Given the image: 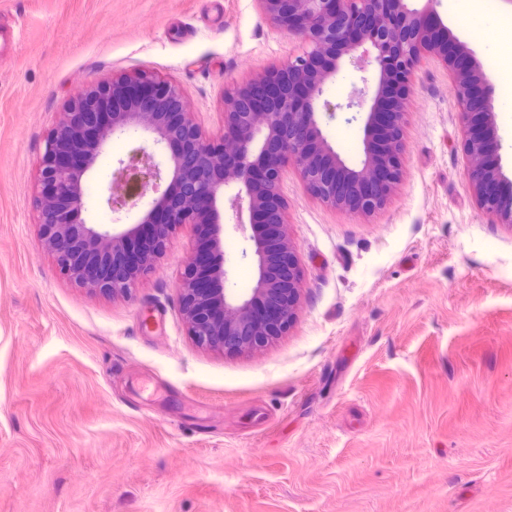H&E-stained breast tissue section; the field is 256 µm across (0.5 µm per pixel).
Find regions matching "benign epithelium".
<instances>
[{
  "label": "benign epithelium",
  "mask_w": 512,
  "mask_h": 512,
  "mask_svg": "<svg viewBox=\"0 0 512 512\" xmlns=\"http://www.w3.org/2000/svg\"><path fill=\"white\" fill-rule=\"evenodd\" d=\"M413 0H257L280 31L300 38L288 63L223 99L219 136L203 138L181 88L148 73L101 79L73 95L39 162L38 224L59 267L76 282L126 294L149 271L170 235L192 227L206 241L179 284L189 335L224 352L263 350L283 335L300 299L301 270L284 221L280 182L288 166L320 201L354 213L381 209L401 175V125L411 77L423 56L451 74L464 124L467 174L475 199L497 224H512V174L495 112V87L481 60L431 6ZM372 70L347 102L324 99L345 66ZM356 110L362 154L347 162L324 134L320 114ZM153 135L162 152L143 146L118 160L107 187L112 212L139 207L131 224L107 229L83 217L82 179L118 134ZM254 268L248 292L231 287L224 254V212Z\"/></svg>",
  "instance_id": "7a95c632"
}]
</instances>
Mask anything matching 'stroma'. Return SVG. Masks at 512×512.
Returning <instances> with one entry per match:
<instances>
[{"label": "stroma", "mask_w": 512, "mask_h": 512, "mask_svg": "<svg viewBox=\"0 0 512 512\" xmlns=\"http://www.w3.org/2000/svg\"><path fill=\"white\" fill-rule=\"evenodd\" d=\"M0 512H512V226L467 178L445 64L412 75L401 176L368 215L280 187L301 267L295 320L258 352L186 332L178 227L126 295L64 274L38 226L46 140L75 92L150 72L205 138L223 96L300 53L256 0H0ZM323 130L346 159L362 127ZM111 140L83 178L108 224Z\"/></svg>", "instance_id": "obj_1"}]
</instances>
